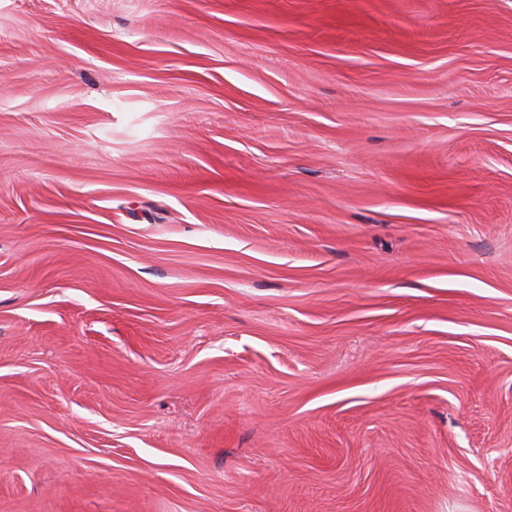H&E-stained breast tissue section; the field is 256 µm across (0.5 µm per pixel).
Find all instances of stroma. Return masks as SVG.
I'll return each instance as SVG.
<instances>
[{
    "instance_id": "stroma-1",
    "label": "stroma",
    "mask_w": 512,
    "mask_h": 512,
    "mask_svg": "<svg viewBox=\"0 0 512 512\" xmlns=\"http://www.w3.org/2000/svg\"><path fill=\"white\" fill-rule=\"evenodd\" d=\"M0 512H512V0H0Z\"/></svg>"
}]
</instances>
